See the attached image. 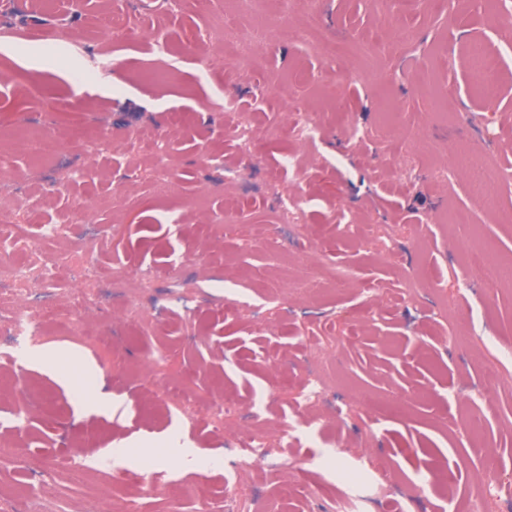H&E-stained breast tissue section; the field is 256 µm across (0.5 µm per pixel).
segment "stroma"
Instances as JSON below:
<instances>
[{
	"label": "stroma",
	"mask_w": 512,
	"mask_h": 512,
	"mask_svg": "<svg viewBox=\"0 0 512 512\" xmlns=\"http://www.w3.org/2000/svg\"><path fill=\"white\" fill-rule=\"evenodd\" d=\"M123 23L106 27L102 0H75L58 11L28 0L0 14L25 47L0 51V213L39 206L66 220L65 238L46 244L45 263L66 250H89L97 298L78 307L71 286L50 289L47 304L67 312L46 343L102 363L100 382L120 409L113 417L81 412L78 389H92L79 366L74 388L19 362L0 346V512H203L227 499L225 471L164 464V438L179 430L206 461L223 457L256 429L272 452L293 460L238 475L250 496L244 512H432L416 487L437 469L455 494L446 512H471L475 491L499 487L485 512H512V179L495 190L496 207L478 204L459 151L490 166L512 153V18L484 0H454L439 13L430 0H112ZM318 29H300L310 12ZM296 28L279 41L276 30ZM246 35L237 64L220 59L225 38ZM171 41L174 56L151 47ZM481 44L501 72L497 97L473 90L468 49ZM113 61L112 89L78 86L89 55ZM174 68L171 81L144 80ZM305 71L321 87L296 80ZM252 115L257 145L242 149L226 133L225 96ZM321 127L315 142L295 140L297 113ZM370 137L351 136L352 127ZM101 143L93 156L85 143ZM165 142L167 176L157 181L147 152ZM293 156L294 166L280 161ZM216 166L206 165V158ZM309 210L307 223L281 228L270 249L278 197ZM92 210H85V203ZM470 209L468 224L442 223L449 206ZM395 226L391 254L372 250V226ZM480 246L479 270L462 260ZM174 262L143 294L142 314L127 320L114 276ZM442 288L398 299L418 270ZM187 380L198 411L180 414L158 391V354ZM326 397L295 401L308 374ZM231 394L261 403L262 422L246 416L218 428L202 411ZM122 446L125 467L100 462ZM365 479L349 484L344 474ZM163 488L139 496L129 478ZM46 482L32 498L29 486ZM193 485L196 498H184Z\"/></svg>",
	"instance_id": "obj_1"
}]
</instances>
